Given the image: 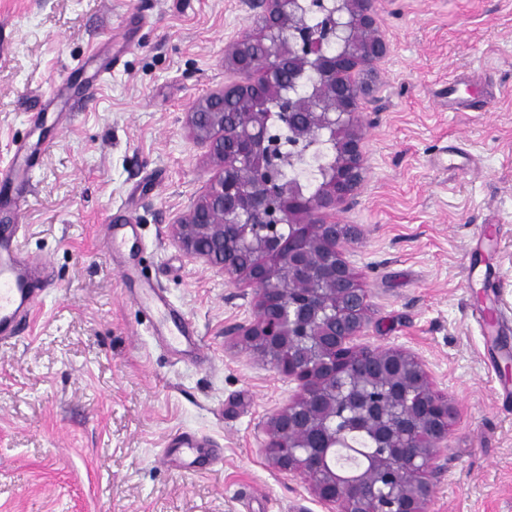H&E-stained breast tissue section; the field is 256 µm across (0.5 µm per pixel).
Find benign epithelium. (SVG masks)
I'll list each match as a JSON object with an SVG mask.
<instances>
[{"mask_svg": "<svg viewBox=\"0 0 512 512\" xmlns=\"http://www.w3.org/2000/svg\"><path fill=\"white\" fill-rule=\"evenodd\" d=\"M294 0H248L268 30L291 25ZM351 34L339 33L341 53L318 51L312 41L288 40V47L260 61L239 40L228 49L229 65L240 79L200 99L187 113L196 139L208 147L215 172L206 193L171 225L173 237L193 260L229 276H243L259 288L256 317L235 326L246 346L297 382L300 394L268 422L266 451L280 469L309 477L327 512H426L435 476L447 458L455 409L433 393L426 372L398 348H355L351 341L365 327L367 303L357 276L337 250L348 228L336 223V205L353 199L365 173L358 112L373 91L358 80L363 67L389 52L380 34L373 0H347ZM312 71L323 108L311 112L301 100V127H318L338 142L340 159L332 179L314 198L283 188L272 203L265 171L253 167V150L264 143L266 112H241L229 128L224 106L263 101L276 89L283 65ZM250 260L241 264L239 256ZM347 404L375 412L385 435L382 469L342 476L325 468L341 432L336 411Z\"/></svg>", "mask_w": 512, "mask_h": 512, "instance_id": "7a95c632", "label": "benign epithelium"}]
</instances>
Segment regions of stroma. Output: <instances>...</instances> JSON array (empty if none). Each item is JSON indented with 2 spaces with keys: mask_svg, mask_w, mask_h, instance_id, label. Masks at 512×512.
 <instances>
[{
  "mask_svg": "<svg viewBox=\"0 0 512 512\" xmlns=\"http://www.w3.org/2000/svg\"><path fill=\"white\" fill-rule=\"evenodd\" d=\"M375 8L389 52L360 110L366 175L335 217L356 230L342 249L367 295L356 343L409 352L456 409L428 512H512V369L471 319L467 276L476 256L512 316V0ZM254 26L244 0H0V168L16 143L44 144L29 180L0 189V217L50 281L0 344V512H325L266 456L296 382L226 333L253 321L257 288L170 231L213 175L186 114L236 80L224 48ZM451 146L465 168L438 166ZM120 219L136 236L117 256ZM172 308L200 356L159 339ZM182 430L214 441L206 472L163 462ZM135 227V224L127 221L107 224V240L113 253L121 252V248L127 242V238L135 235Z\"/></svg>",
  "mask_w": 512,
  "mask_h": 512,
  "instance_id": "obj_1",
  "label": "stroma"
}]
</instances>
